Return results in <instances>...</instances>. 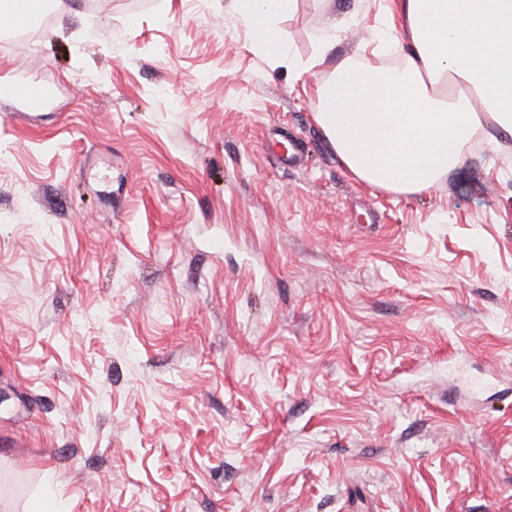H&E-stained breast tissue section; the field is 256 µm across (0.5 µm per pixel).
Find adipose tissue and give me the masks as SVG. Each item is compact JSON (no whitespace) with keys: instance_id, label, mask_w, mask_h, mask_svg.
<instances>
[{"instance_id":"adipose-tissue-1","label":"adipose tissue","mask_w":512,"mask_h":512,"mask_svg":"<svg viewBox=\"0 0 512 512\" xmlns=\"http://www.w3.org/2000/svg\"><path fill=\"white\" fill-rule=\"evenodd\" d=\"M317 51L306 62L314 121L357 180L397 195L428 192L495 126L512 137V0H390L388 18L354 54L321 0ZM294 0H233L274 64L292 63L277 23Z\"/></svg>"}]
</instances>
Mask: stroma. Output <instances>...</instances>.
Listing matches in <instances>:
<instances>
[{
    "instance_id": "stroma-1",
    "label": "stroma",
    "mask_w": 512,
    "mask_h": 512,
    "mask_svg": "<svg viewBox=\"0 0 512 512\" xmlns=\"http://www.w3.org/2000/svg\"><path fill=\"white\" fill-rule=\"evenodd\" d=\"M390 0H334L353 52ZM230 0H61L0 84V507L512 512V139L369 187ZM293 143L292 153L274 143ZM50 89L37 80L20 79L0 88V95L16 101L26 112L44 109L50 97Z\"/></svg>"
}]
</instances>
